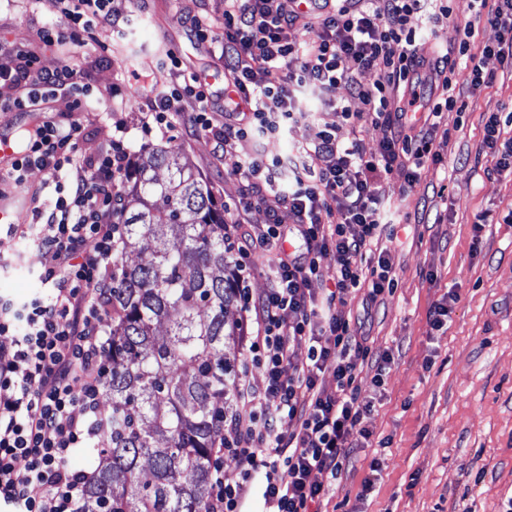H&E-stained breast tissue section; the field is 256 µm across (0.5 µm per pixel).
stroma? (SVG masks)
<instances>
[{
    "mask_svg": "<svg viewBox=\"0 0 512 512\" xmlns=\"http://www.w3.org/2000/svg\"><path fill=\"white\" fill-rule=\"evenodd\" d=\"M137 25L129 41L98 28L96 44L46 45L39 32L61 25L47 0H0V38L33 49L43 69L76 66L85 90L78 110L64 98L39 102L29 110H0V135L19 140L24 129L70 112L84 131L82 148L95 152L107 143L114 121L127 128L132 157L161 145L188 162L212 188L219 203H233L241 184L234 170L252 152L243 141L236 153L218 157L211 141L195 131L194 99L183 101V121L174 138L143 128L136 91L142 72H153L157 90L170 83L157 58L173 53L184 74L210 75L209 113L224 120V62L216 44L194 39L189 18L200 14L215 32L224 29L225 0H111ZM448 20L419 18L417 42L426 57L452 49L458 31L476 22L480 0H448ZM494 72L492 86L458 81L457 108L442 112L445 138L433 149L441 161L426 165L413 188L390 175L382 183V208L389 222L382 245L391 253L394 288L376 301L364 291L348 296L342 311L355 335L366 337L373 355H389L383 375L363 366L358 395L371 402L364 419L370 437L353 449L350 463L333 481L321 512H501L512 497V180L489 174L483 143L491 114L512 105V68L495 56L483 59ZM123 93L110 97L113 87ZM312 117L279 138L266 140L277 158L316 141L332 125L340 140L353 134L337 107L312 103ZM486 224H479L480 215ZM50 254L29 240L0 236V295L24 301L40 294L42 270ZM458 301L442 329H433L431 306L447 293ZM381 470L374 490L362 494L372 459Z\"/></svg>",
    "mask_w": 512,
    "mask_h": 512,
    "instance_id": "stroma-1",
    "label": "stroma"
}]
</instances>
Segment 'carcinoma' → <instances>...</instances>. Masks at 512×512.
<instances>
[{
    "mask_svg": "<svg viewBox=\"0 0 512 512\" xmlns=\"http://www.w3.org/2000/svg\"><path fill=\"white\" fill-rule=\"evenodd\" d=\"M165 168L161 181L157 171ZM112 213L110 360L103 392L112 430L107 463L89 477L81 512H208L211 449L232 406L238 335L236 261L224 240V207L173 152L133 162ZM147 241L135 264L129 247ZM168 322L166 334L156 326ZM147 462L151 477L142 475Z\"/></svg>",
    "mask_w": 512,
    "mask_h": 512,
    "instance_id": "obj_1",
    "label": "carcinoma"
}]
</instances>
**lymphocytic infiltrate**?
Masks as SVG:
<instances>
[{"label": "lymphocytic infiltrate", "instance_id": "1", "mask_svg": "<svg viewBox=\"0 0 512 512\" xmlns=\"http://www.w3.org/2000/svg\"><path fill=\"white\" fill-rule=\"evenodd\" d=\"M312 2L313 35L303 44L292 39L295 15L282 0H229L219 35L206 18H192L198 39L222 43L228 73L223 123L209 117V91L196 76L145 99L156 127L170 132L179 125L184 98H195L201 106L195 124L219 156L234 153L245 140L256 145L235 170L243 181L237 203L224 207V238L236 257L240 310L251 334L236 370L234 404L224 414L225 435L212 449L208 512H250L257 490L271 512H314L328 494L370 409L357 393L358 369L368 362L381 371L387 362L371 355L336 309L352 292L367 290L374 300L393 285L389 250L373 249L386 225L381 182L396 173L413 187L424 164L435 159L437 119L457 103V68H464L470 85L481 87L493 81L481 56L512 66V0H491L483 20L460 29L454 61L445 54L427 59L416 45V16L437 22L449 16L438 0ZM51 6L66 25L41 30L46 44L79 30L90 46L97 26L121 36L130 25L109 0H52ZM37 64L34 51L0 42V83L12 91L0 97L1 109L79 91L74 67L45 73ZM357 68L375 71V83H359ZM419 80L440 88L443 97L418 126L412 114L419 109ZM304 91L340 106L341 118L352 126H383L377 149L366 151L358 139L340 141L330 125L312 146L267 159L262 143L306 120L298 101ZM352 98L360 100V111H351ZM508 123L512 113L491 115L484 124L490 171L498 175L512 172ZM115 131L95 154L85 155L80 124L44 122L5 174L18 183L29 170L45 174L52 200L33 207L31 223L1 224L0 234L33 240L53 264L40 275L44 294L21 304L0 297V335L11 339L10 346H0V512H79L87 474L71 459L110 430L102 386L111 341L106 326L115 229L101 217L120 199L131 168L123 125ZM259 205L268 223H247ZM293 237L302 241L301 253L284 250ZM256 252L270 257L268 286L257 295L248 285L247 264ZM328 257L335 262L330 273L322 265ZM327 276L332 287L316 291L314 281ZM304 342L309 354L301 365L294 349ZM256 368L264 375L259 385L251 379ZM326 374L334 389L321 384ZM228 459L236 467L232 478L224 475ZM20 460L26 466L22 477L15 471Z\"/></svg>", "mask_w": 512, "mask_h": 512}]
</instances>
